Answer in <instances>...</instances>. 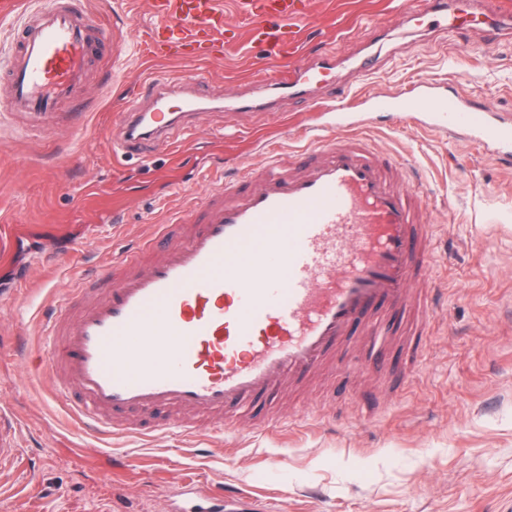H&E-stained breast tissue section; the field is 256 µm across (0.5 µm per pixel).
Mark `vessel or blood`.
I'll use <instances>...</instances> for the list:
<instances>
[{"instance_id": "obj_1", "label": "vessel or blood", "mask_w": 512, "mask_h": 512, "mask_svg": "<svg viewBox=\"0 0 512 512\" xmlns=\"http://www.w3.org/2000/svg\"><path fill=\"white\" fill-rule=\"evenodd\" d=\"M79 0H48L21 9L0 0V17L16 22L4 67L7 109L42 116L74 98L85 61L103 46L101 23ZM305 0H236L247 31L228 26L219 0H152L158 57L183 60L241 40L265 43L270 61L298 51L290 21ZM445 29L482 27L498 38L500 23L475 0H426ZM279 95L294 104L308 92L329 105L305 125L306 146L294 166L264 149L259 164L241 168L212 190L203 208L189 205L170 223L113 260L94 278H81L45 325L55 395L82 432L117 435L213 430L255 406L271 410L286 390H302L345 347L361 325L370 352L396 315L421 355L438 289L419 305L407 286L433 261L432 238L414 195L395 178L405 159L381 156L354 130L380 114L410 118L448 136L465 135L498 159L512 160V121L457 95L438 94L429 79L410 95H367L366 111L349 112L334 56L289 72ZM130 124L117 148L145 152L166 140L176 115L205 101L199 85L179 78L133 90ZM344 141H337V134ZM234 492L205 499L187 493L182 512H232Z\"/></svg>"}]
</instances>
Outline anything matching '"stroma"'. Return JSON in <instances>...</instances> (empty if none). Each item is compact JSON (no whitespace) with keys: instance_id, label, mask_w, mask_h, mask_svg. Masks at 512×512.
<instances>
[{"instance_id":"obj_1","label":"stroma","mask_w":512,"mask_h":512,"mask_svg":"<svg viewBox=\"0 0 512 512\" xmlns=\"http://www.w3.org/2000/svg\"><path fill=\"white\" fill-rule=\"evenodd\" d=\"M424 0H310L293 70L330 51L350 79L354 61H377L369 89L436 81L441 92L512 115V29L447 32L407 23ZM121 60L88 66L76 102L30 127L0 96V410L15 415L17 459L0 469V512H171L184 482L234 491L263 512H512V166L479 144L448 140L381 117L379 153L413 162L400 186L417 197L435 247L426 272L442 302L422 361L403 370L367 357L362 327L314 387L266 428L252 417L234 432L121 436L105 445L76 432L38 363L52 304L76 278L149 237L187 200L202 201L215 171L257 164L258 139L283 156L303 146L298 127L317 108L281 101L269 68L246 43L209 58L156 61L146 52L151 0H84ZM147 71L183 74L212 103L145 153H114L123 99ZM263 102L225 112L221 98Z\"/></svg>"}]
</instances>
